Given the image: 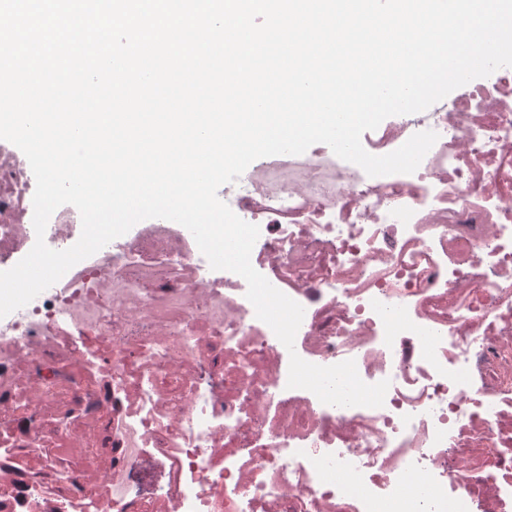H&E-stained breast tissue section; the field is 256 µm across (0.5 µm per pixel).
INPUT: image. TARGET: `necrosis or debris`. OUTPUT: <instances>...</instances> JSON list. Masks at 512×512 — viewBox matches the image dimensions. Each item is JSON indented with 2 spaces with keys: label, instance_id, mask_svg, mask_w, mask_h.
Returning <instances> with one entry per match:
<instances>
[{
  "label": "necrosis or debris",
  "instance_id": "1",
  "mask_svg": "<svg viewBox=\"0 0 512 512\" xmlns=\"http://www.w3.org/2000/svg\"><path fill=\"white\" fill-rule=\"evenodd\" d=\"M425 130L411 174L319 143L224 186L253 267L305 309L294 352L389 380L382 407L288 388L246 281L147 219L0 318V512H512V67L362 144ZM34 191L0 140V271L35 243ZM81 229L67 204L45 240Z\"/></svg>",
  "mask_w": 512,
  "mask_h": 512
}]
</instances>
